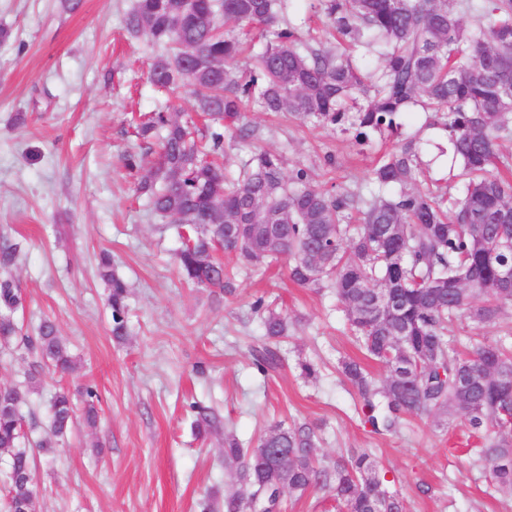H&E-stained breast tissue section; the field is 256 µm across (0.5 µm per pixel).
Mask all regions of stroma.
Wrapping results in <instances>:
<instances>
[{
    "mask_svg": "<svg viewBox=\"0 0 512 512\" xmlns=\"http://www.w3.org/2000/svg\"><path fill=\"white\" fill-rule=\"evenodd\" d=\"M134 0H0V241L20 243L11 273L25 299L24 330L55 320L76 359L57 376L33 353L0 354V383L36 370L23 412L34 438L51 436L48 402L58 389L98 393V421L76 414L71 432L37 462L36 512H200L223 497L230 468L224 436H195L188 405L214 407L246 446L271 424L318 429L324 460L368 449L407 499L410 512H512L471 464L476 446L461 421L412 418L398 433L374 434L355 411L358 397L338 372L361 358L332 289L291 283L284 264L241 268L234 294L194 288L179 276L174 227L151 214L122 155L140 150L135 112L190 109L185 88H155L149 65L158 47L130 36L124 19ZM253 141L226 140L229 169L251 153H281L287 168L324 170L340 187L370 190L377 154L328 127L300 125L262 112L248 115ZM333 157L325 167V157ZM130 286L126 342L113 340L101 252ZM287 312L284 366L268 377L252 367L262 328L256 298ZM458 348L512 337V310L496 322L457 321ZM317 364L313 381L299 360Z\"/></svg>",
    "mask_w": 512,
    "mask_h": 512,
    "instance_id": "1",
    "label": "stroma"
}]
</instances>
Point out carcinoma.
Here are the masks:
<instances>
[{"instance_id":"cac0c4a2","label":"carcinoma","mask_w":512,"mask_h":512,"mask_svg":"<svg viewBox=\"0 0 512 512\" xmlns=\"http://www.w3.org/2000/svg\"><path fill=\"white\" fill-rule=\"evenodd\" d=\"M294 0H136L125 27L162 49L150 65L159 87L183 84L203 123L179 112H152L136 136L155 165L141 172L142 157L128 154L124 167L139 174L136 191L152 214L176 224V255L183 281L195 288L235 291L234 274L217 251L243 267L279 259L288 279L303 288H332L350 331L365 355L386 371L377 381L357 361L338 370L356 391L364 423L378 434L395 433L407 418H459L485 435L473 465L495 492L512 497V428L502 411L512 407V343H478L457 351L449 336L466 317L480 325L512 307V292L496 287L509 255L499 242L512 239V0H312L327 19L326 36L303 39L290 19ZM378 53L366 74L348 46ZM251 53L249 66L240 56ZM286 114L302 124L340 128L358 145L375 135L395 143L370 171L378 191L337 192L316 185L304 167L286 171L281 154L260 150L229 179L218 160L224 141L255 136L250 110ZM432 114L447 132L460 164L458 197L435 192L422 180L419 143L402 136L403 118ZM18 243L0 247V268L13 265ZM109 289L111 335L129 336L128 285L110 256L99 262ZM22 294L0 278V349H33L54 371L74 369L73 357L54 321L35 336L21 334L16 319ZM269 344L255 350L252 365L263 377L283 357L272 346L288 336V314L256 298L251 306ZM34 372L22 384L0 390V452L8 454L4 512H22L37 496L35 460L22 406L33 391ZM88 426L97 421V394L82 392ZM52 433L64 436L74 403L59 390L50 404ZM195 428L224 430V461L233 465L224 503L210 497L202 512H256L280 508L283 495L302 498L327 491L339 512H408L405 498L364 449H348L324 464L314 454L316 427L269 426L253 448L223 427L210 407L194 401Z\"/></svg>"}]
</instances>
